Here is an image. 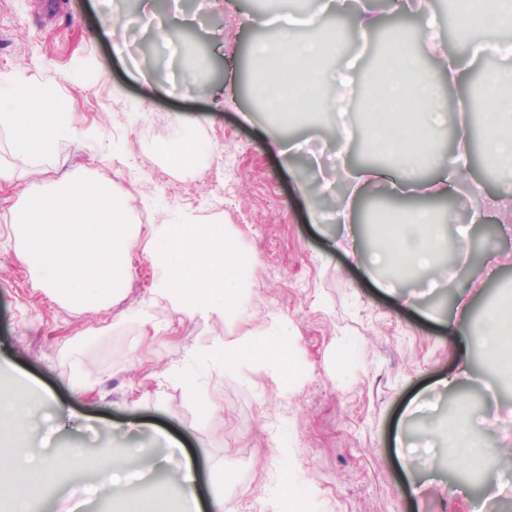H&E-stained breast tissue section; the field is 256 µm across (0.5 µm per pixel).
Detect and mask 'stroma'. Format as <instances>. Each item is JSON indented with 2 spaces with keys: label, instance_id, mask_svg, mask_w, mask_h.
<instances>
[{
  "label": "stroma",
  "instance_id": "35a3bbf8",
  "mask_svg": "<svg viewBox=\"0 0 512 512\" xmlns=\"http://www.w3.org/2000/svg\"><path fill=\"white\" fill-rule=\"evenodd\" d=\"M134 4L177 29L183 47L203 46L206 84L184 80L182 48L142 22L115 52L106 31ZM268 34L251 0H0V85L20 96L50 85L93 140L31 160L0 132V163L15 172L0 185V232L24 195L81 177L111 179L135 227L131 277L94 316L47 295L0 235V385L23 386L20 429L53 456L101 455L140 422L141 447L160 458L150 427L165 428L186 449L203 512H279L285 488L303 512H472L504 474L464 471L448 453V421L464 397L479 413L512 417V381L479 349L461 364L448 321L460 297L476 320L512 290V204L500 199L512 169L488 179L477 150L464 173L449 172L461 211L485 212L469 227L466 266L435 289L422 272L385 290L370 226L336 220L347 184L336 176L334 119L283 134L249 94L246 60ZM182 139L199 152L176 167L158 150ZM188 216L223 224L246 264L240 314L180 317L152 301L162 272L144 253L151 227ZM218 341L287 348L278 364L299 378L286 393L271 372L224 366L210 352ZM453 375L458 385L442 388ZM99 481L69 472L33 512H113L111 492L86 494Z\"/></svg>",
  "mask_w": 512,
  "mask_h": 512
}]
</instances>
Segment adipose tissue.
Wrapping results in <instances>:
<instances>
[{"instance_id":"obj_1","label":"adipose tissue","mask_w":512,"mask_h":512,"mask_svg":"<svg viewBox=\"0 0 512 512\" xmlns=\"http://www.w3.org/2000/svg\"><path fill=\"white\" fill-rule=\"evenodd\" d=\"M338 12L334 0H323L320 9L304 19L303 35L283 26L253 49L259 66L252 93L277 112L281 128L291 125L296 112L322 104V97L307 95L309 84L352 81L340 71L325 69L326 63L340 62L346 53L340 34L322 30L325 16ZM464 15L474 36L473 54L512 59V40L500 36L503 28L512 26V0H479L478 8L465 10ZM421 18L423 39L412 42L394 34L379 60L368 137L398 169L403 184L423 181L422 172L428 169L434 174L427 182L432 194L442 195L447 191L448 167L466 168L471 148L470 134L460 133L453 157H444L439 149L437 137L447 128L449 110L477 118L489 163L498 165L512 157V68L485 72L476 94L461 92V70L453 68L447 54L438 53L429 40L434 15L425 11ZM30 105L31 112L18 111L11 88L0 87V130L9 133L16 154L39 159L57 151L75 130L64 124L63 113L54 110L48 94L33 96ZM381 226L380 246L372 260L389 264L402 275L413 269L441 272L440 258L462 253L468 245L466 236L448 238L436 212L426 207L403 211L400 223L385 220ZM145 254L167 272V284L156 296L174 314L225 316L234 310L233 290L241 276L220 225H157ZM470 340L499 372L512 377L511 292L486 308ZM23 406L15 389L0 387V512H22L30 491L57 485L73 469L102 475L103 488L117 495L116 512H166L172 500L179 512H195L191 475L177 465L169 467L165 479L153 482L150 494L124 495V488L141 476L131 457L149 459L150 449L115 448L103 457L75 452L67 458H43L30 434L15 427ZM473 413V405L461 400L450 452L467 470L480 474L488 459L503 460L507 451L481 444L478 434L484 424Z\"/></svg>"}]
</instances>
